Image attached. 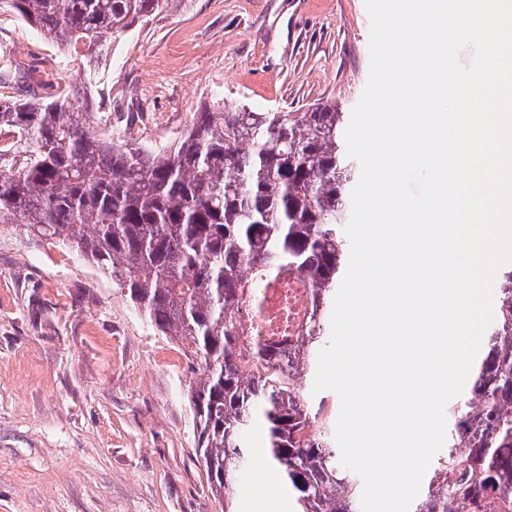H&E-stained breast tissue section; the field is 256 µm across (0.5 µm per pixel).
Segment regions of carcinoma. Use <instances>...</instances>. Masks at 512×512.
<instances>
[{
  "label": "carcinoma",
  "mask_w": 512,
  "mask_h": 512,
  "mask_svg": "<svg viewBox=\"0 0 512 512\" xmlns=\"http://www.w3.org/2000/svg\"><path fill=\"white\" fill-rule=\"evenodd\" d=\"M164 0H11L83 66V81L34 100L0 103V224L29 240L69 245L93 261L164 336L203 363L191 391L197 453L210 492L234 512L254 419L288 482L294 512H356L359 475L340 463L293 378L314 366L346 265L355 166L344 113L253 112L221 101L194 113L178 141L130 147L90 130L88 91L105 37L161 12ZM253 265L304 275L311 325L293 356L271 351L267 371L239 360L233 306ZM469 396L448 407V448L412 512H480L487 498L512 512V270L499 288Z\"/></svg>",
  "instance_id": "cac0c4a2"
}]
</instances>
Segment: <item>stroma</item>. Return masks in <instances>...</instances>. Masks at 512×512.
Instances as JSON below:
<instances>
[{"mask_svg":"<svg viewBox=\"0 0 512 512\" xmlns=\"http://www.w3.org/2000/svg\"><path fill=\"white\" fill-rule=\"evenodd\" d=\"M365 0H168L108 38L92 130L158 144L213 101L258 112H351L370 69ZM61 78L60 52L0 14V56ZM125 289L74 248L0 225V512H224L197 452L202 378ZM238 512H288L262 454Z\"/></svg>","mask_w":512,"mask_h":512,"instance_id":"35a3bbf8","label":"stroma"}]
</instances>
